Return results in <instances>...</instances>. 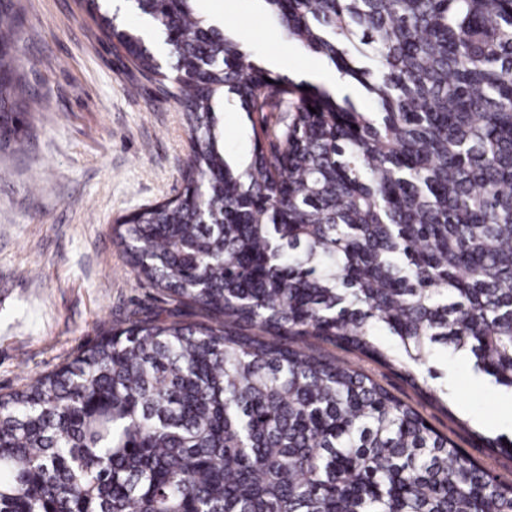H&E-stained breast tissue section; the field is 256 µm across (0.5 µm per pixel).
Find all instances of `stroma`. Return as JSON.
<instances>
[{
    "label": "stroma",
    "mask_w": 512,
    "mask_h": 512,
    "mask_svg": "<svg viewBox=\"0 0 512 512\" xmlns=\"http://www.w3.org/2000/svg\"><path fill=\"white\" fill-rule=\"evenodd\" d=\"M24 3L22 59L41 109L24 152L0 151V394L66 364L132 312L165 308L162 295L138 284L112 225L175 196L189 151L179 103L160 97L157 84L112 48L82 0ZM222 28L259 65L280 56L295 70L334 71L281 29L265 0H232ZM215 112L226 157H249L252 122L238 96L225 93ZM314 346L364 370L512 484V455L487 445L512 439V419L498 413L503 388L478 382L473 359L444 350L435 356L439 381L453 387L441 406L356 351Z\"/></svg>",
    "instance_id": "1"
}]
</instances>
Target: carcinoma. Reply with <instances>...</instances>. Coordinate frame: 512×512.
<instances>
[{
  "label": "carcinoma",
  "instance_id": "obj_1",
  "mask_svg": "<svg viewBox=\"0 0 512 512\" xmlns=\"http://www.w3.org/2000/svg\"><path fill=\"white\" fill-rule=\"evenodd\" d=\"M101 2L87 14L179 102L192 141L183 196L112 230L173 308L0 396V512H512V485L306 344L421 390L439 349H465L512 387V0H264L379 112L272 76L197 0H133L164 65ZM23 13L0 0V149L15 151L36 104ZM226 89L258 114L238 164L214 111Z\"/></svg>",
  "mask_w": 512,
  "mask_h": 512
}]
</instances>
